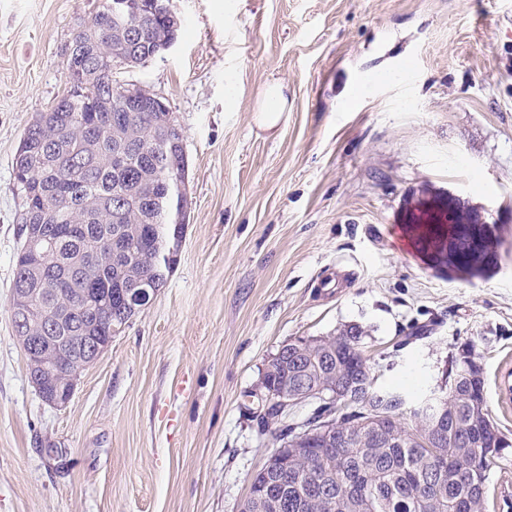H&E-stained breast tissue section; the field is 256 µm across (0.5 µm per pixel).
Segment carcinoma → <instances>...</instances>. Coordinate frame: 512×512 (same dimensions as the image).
<instances>
[{
  "instance_id": "carcinoma-1",
  "label": "carcinoma",
  "mask_w": 512,
  "mask_h": 512,
  "mask_svg": "<svg viewBox=\"0 0 512 512\" xmlns=\"http://www.w3.org/2000/svg\"><path fill=\"white\" fill-rule=\"evenodd\" d=\"M121 0H99L66 48V92L39 113L14 156L22 201L21 247L13 287L35 288L25 322L56 317L60 333L107 342L136 316L130 297L161 288L184 234L181 185L188 161L182 129L161 98L138 86L109 87L112 59L136 67L176 38L179 18L168 0L131 22ZM47 236L41 262L28 242ZM363 329L349 325L325 344L288 347L268 361L265 388L288 394L339 385L346 399L317 401L301 421L278 405L252 412L262 434L285 445L303 428L332 425L339 442L312 438L306 454L282 455L260 470L239 512H472L486 493L493 455L509 447L486 410L483 371L466 368L461 349L446 391L438 392L435 427L406 426L403 393L377 385L362 350ZM53 391L76 361L63 348ZM495 454H489V449Z\"/></svg>"
}]
</instances>
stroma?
Masks as SVG:
<instances>
[{"label": "stroma", "mask_w": 512, "mask_h": 512, "mask_svg": "<svg viewBox=\"0 0 512 512\" xmlns=\"http://www.w3.org/2000/svg\"><path fill=\"white\" fill-rule=\"evenodd\" d=\"M97 5L0 0V512H238L276 446L246 416L266 364L349 324L411 404L472 346L512 443V0H170L174 44L114 79L183 130L177 262L69 404L42 401L10 315L13 160ZM273 80L288 110L266 131ZM452 196L501 221L485 276L449 275L432 236L405 246ZM480 512H512V446ZM287 86L281 82H272L267 85L262 103L259 107V126L266 130L274 129L282 116L288 110V97L285 91Z\"/></svg>", "instance_id": "1"}]
</instances>
